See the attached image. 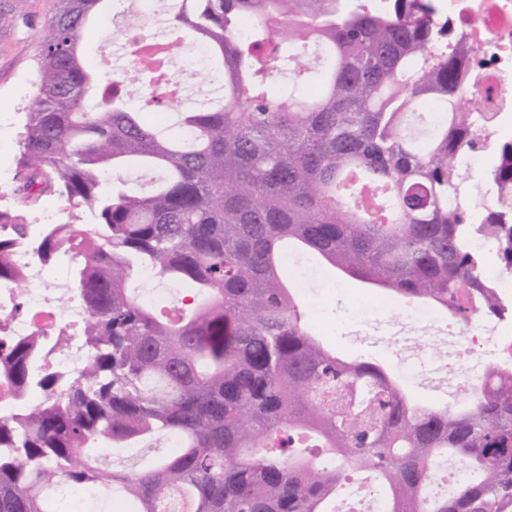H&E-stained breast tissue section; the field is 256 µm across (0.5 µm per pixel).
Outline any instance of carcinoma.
<instances>
[{"label": "carcinoma", "mask_w": 512, "mask_h": 512, "mask_svg": "<svg viewBox=\"0 0 512 512\" xmlns=\"http://www.w3.org/2000/svg\"><path fill=\"white\" fill-rule=\"evenodd\" d=\"M112 8L57 0L18 202L0 210L4 282L42 197L94 220L86 240L33 243L42 261L70 252L87 358L61 381L37 371L35 343L4 350L12 384L47 397L0 418V512H51L63 485L100 487L125 512H329L350 469L374 474L386 512H512V367L462 407L413 403L380 364L325 347L285 276L291 243L462 325L477 307L505 313L474 242L494 240L512 276V141L478 172L460 162L492 119L464 106L470 34L431 0H157L171 52L204 51L208 88L161 127L147 114L163 93L134 105L127 91L149 62L102 84L86 68L82 34ZM310 77L317 92L298 94ZM129 167L160 177L144 191ZM145 270L189 286L193 303L174 318L139 301ZM303 438L334 464L291 452ZM168 441L177 449L137 472L92 455ZM443 458L473 477L433 495Z\"/></svg>", "instance_id": "cac0c4a2"}]
</instances>
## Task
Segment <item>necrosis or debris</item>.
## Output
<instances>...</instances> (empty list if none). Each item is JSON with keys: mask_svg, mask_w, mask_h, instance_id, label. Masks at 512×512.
<instances>
[{"mask_svg": "<svg viewBox=\"0 0 512 512\" xmlns=\"http://www.w3.org/2000/svg\"><path fill=\"white\" fill-rule=\"evenodd\" d=\"M448 18L468 25L479 47L480 61L469 70L465 87L478 109L493 115L490 137L512 138V0H445ZM11 260L20 278L0 282V344L33 339L41 345L40 362L50 371L67 374L85 362L82 346L86 309L67 297L69 256L55 264L32 258L28 242L16 244ZM68 328L66 344H55L61 328ZM453 348L448 368L455 374V390L466 393L483 385L492 370L512 359V314L489 317L474 312L469 327L449 324Z\"/></svg>", "mask_w": 512, "mask_h": 512, "instance_id": "1", "label": "necrosis or debris"}]
</instances>
